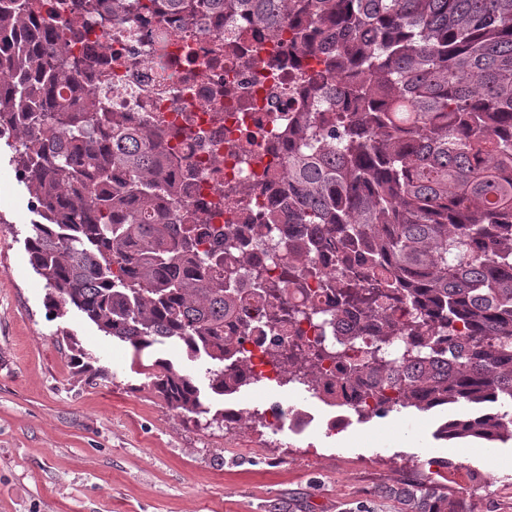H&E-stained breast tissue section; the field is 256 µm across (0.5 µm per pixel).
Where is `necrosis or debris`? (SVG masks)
Instances as JSON below:
<instances>
[{
    "label": "necrosis or debris",
    "mask_w": 512,
    "mask_h": 512,
    "mask_svg": "<svg viewBox=\"0 0 512 512\" xmlns=\"http://www.w3.org/2000/svg\"><path fill=\"white\" fill-rule=\"evenodd\" d=\"M134 2L104 4L117 18L81 20L83 39L69 49L96 62L86 87L107 90L129 125L172 132L183 201L208 231L199 249L213 232L241 239L250 264L279 285L287 259L258 248L257 226L282 204L288 125L306 104L307 77L324 68L322 55L298 49L295 18L272 33L243 15L202 10L190 25L177 13H141ZM288 300L301 314L284 335L319 342L323 331L305 312L331 309L333 292L311 278L291 287Z\"/></svg>",
    "instance_id": "necrosis-or-debris-1"
}]
</instances>
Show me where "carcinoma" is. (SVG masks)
Returning a JSON list of instances; mask_svg holds the SVG:
<instances>
[{"mask_svg": "<svg viewBox=\"0 0 512 512\" xmlns=\"http://www.w3.org/2000/svg\"><path fill=\"white\" fill-rule=\"evenodd\" d=\"M46 2L0 0L5 48L25 44L0 56L17 75L0 99V137L16 136L40 218L25 247L52 310L74 308L128 344L131 369L173 410L221 426L224 410L211 411L196 377L142 354L174 341L206 361L211 394L246 386L238 357L250 324L234 336L224 328L247 279L273 298L262 335L288 382L339 404V381L320 367L343 359L345 383L384 414L462 405L470 411L450 415L438 437L512 440V415L487 410L512 403V0H206L262 25L304 16L300 47L324 55L286 161L288 223L308 226L304 243L285 246L288 281L317 277V255L336 253V284L324 286L337 300L315 316L379 324L359 366L346 353L356 334L283 345L285 317L299 310L259 270L226 264L234 240L219 234L198 251L168 175V134L127 126L101 93L82 98L86 59L61 49L65 14L32 19ZM334 72L348 80L332 84ZM265 219L260 245L274 251L279 210ZM384 300L411 308L406 326L384 320ZM381 494L399 512H472L435 480Z\"/></svg>", "mask_w": 512, "mask_h": 512, "instance_id": "carcinoma-1", "label": "carcinoma"}]
</instances>
